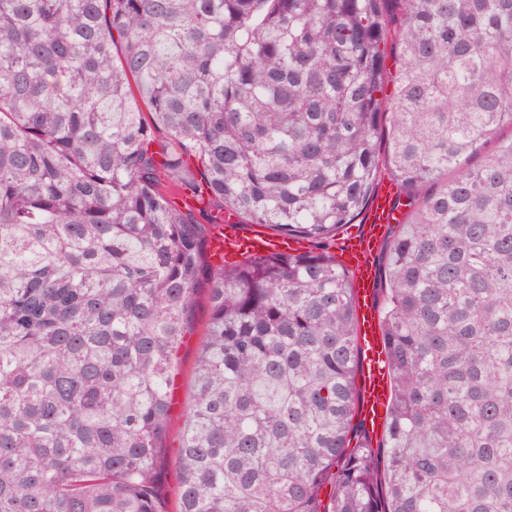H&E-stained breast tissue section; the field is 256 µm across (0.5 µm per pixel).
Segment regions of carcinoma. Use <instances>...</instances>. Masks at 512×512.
I'll return each instance as SVG.
<instances>
[{
    "instance_id": "carcinoma-1",
    "label": "carcinoma",
    "mask_w": 512,
    "mask_h": 512,
    "mask_svg": "<svg viewBox=\"0 0 512 512\" xmlns=\"http://www.w3.org/2000/svg\"><path fill=\"white\" fill-rule=\"evenodd\" d=\"M506 126L512 0H0V512H168L202 278L178 512H512ZM384 170L374 444L332 249ZM214 211L311 249L206 264ZM208 318L207 292L203 286L198 293L192 331L185 338L179 353L181 367L176 381L177 389L170 409V436L166 443L168 457L172 463L178 456L180 435L186 418L188 395L192 386V370L207 330ZM162 496L167 502L169 512H177L180 506V488L176 480L174 466L171 465L161 482Z\"/></svg>"
}]
</instances>
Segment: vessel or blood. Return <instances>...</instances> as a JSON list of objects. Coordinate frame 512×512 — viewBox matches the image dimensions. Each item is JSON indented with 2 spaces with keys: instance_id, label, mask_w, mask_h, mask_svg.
<instances>
[{
  "instance_id": "1",
  "label": "vessel or blood",
  "mask_w": 512,
  "mask_h": 512,
  "mask_svg": "<svg viewBox=\"0 0 512 512\" xmlns=\"http://www.w3.org/2000/svg\"><path fill=\"white\" fill-rule=\"evenodd\" d=\"M219 233L209 247L216 257L235 258L244 254H261L275 250L276 243L265 233H246L237 219L216 215ZM392 189L378 190L370 204V223L358 238L342 243L341 251L348 256L356 275L353 280L357 304L360 387V419L365 430L374 434L385 426L386 407L390 395L389 379L383 365V338L373 283L376 268L373 252L387 225L398 223Z\"/></svg>"
}]
</instances>
